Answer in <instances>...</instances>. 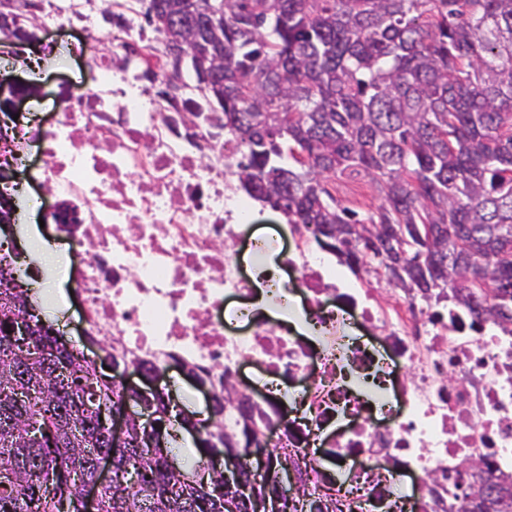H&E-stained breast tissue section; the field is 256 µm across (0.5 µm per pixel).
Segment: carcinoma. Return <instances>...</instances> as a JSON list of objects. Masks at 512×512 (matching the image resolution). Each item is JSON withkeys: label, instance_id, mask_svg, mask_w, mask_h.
Masks as SVG:
<instances>
[{"label": "carcinoma", "instance_id": "obj_1", "mask_svg": "<svg viewBox=\"0 0 512 512\" xmlns=\"http://www.w3.org/2000/svg\"><path fill=\"white\" fill-rule=\"evenodd\" d=\"M165 42L205 35L224 11L221 76L196 88L245 151L241 189L302 224L353 272L376 264L388 285L452 300L476 323L512 326V0H137ZM353 168L382 202L357 218L323 181ZM0 512H82V490L112 460L98 512H248L201 466L259 448L253 407L196 439L200 458L169 468L174 444L132 423L116 449L107 415L141 400L97 375L45 326L27 291L0 288ZM272 472L241 468L259 498L289 462L299 486L280 512H336L310 471L265 449ZM483 512H512L495 483Z\"/></svg>", "mask_w": 512, "mask_h": 512}]
</instances>
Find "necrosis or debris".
I'll return each mask as SVG.
<instances>
[{
    "label": "necrosis or debris",
    "instance_id": "1",
    "mask_svg": "<svg viewBox=\"0 0 512 512\" xmlns=\"http://www.w3.org/2000/svg\"><path fill=\"white\" fill-rule=\"evenodd\" d=\"M42 26L88 31L87 66L57 87L49 119H31L39 163L16 147L22 123H5L0 165L20 178L0 193L53 196L49 219L71 253L84 335L135 360L197 367L218 392L224 371L255 362L270 402L279 375L310 378L297 397L308 416L284 418L268 446L327 456L310 484L334 485L354 512H380L407 478L417 482L414 512H463L468 486L512 479V333L404 292L380 305L310 252L306 231L281 264L252 241L242 276L235 246L255 212L232 186L241 143L123 65L135 47L164 74L161 37L131 21L98 34L93 14L68 6ZM230 296L244 303L228 315Z\"/></svg>",
    "mask_w": 512,
    "mask_h": 512
}]
</instances>
